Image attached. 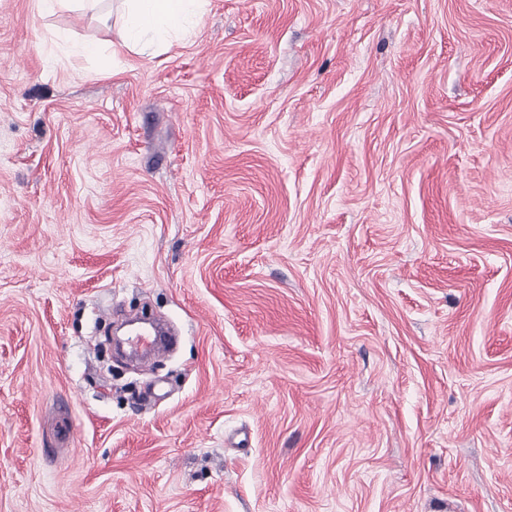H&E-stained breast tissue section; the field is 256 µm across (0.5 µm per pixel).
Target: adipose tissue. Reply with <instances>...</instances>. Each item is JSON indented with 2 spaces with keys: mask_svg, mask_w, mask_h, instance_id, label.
I'll return each mask as SVG.
<instances>
[{
  "mask_svg": "<svg viewBox=\"0 0 512 512\" xmlns=\"http://www.w3.org/2000/svg\"><path fill=\"white\" fill-rule=\"evenodd\" d=\"M124 11L113 53L166 48L194 34L209 0H122Z\"/></svg>",
  "mask_w": 512,
  "mask_h": 512,
  "instance_id": "adipose-tissue-1",
  "label": "adipose tissue"
}]
</instances>
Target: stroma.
Masks as SVG:
<instances>
[{"instance_id":"1","label":"stroma","mask_w":512,"mask_h":512,"mask_svg":"<svg viewBox=\"0 0 512 512\" xmlns=\"http://www.w3.org/2000/svg\"><path fill=\"white\" fill-rule=\"evenodd\" d=\"M121 13L0 0V512H512V0ZM124 11L112 55L167 48L195 33L209 0H122ZM174 343L175 337L170 336L169 333L159 325L153 327L151 330L137 331L127 338L130 353L139 357L165 354Z\"/></svg>"}]
</instances>
